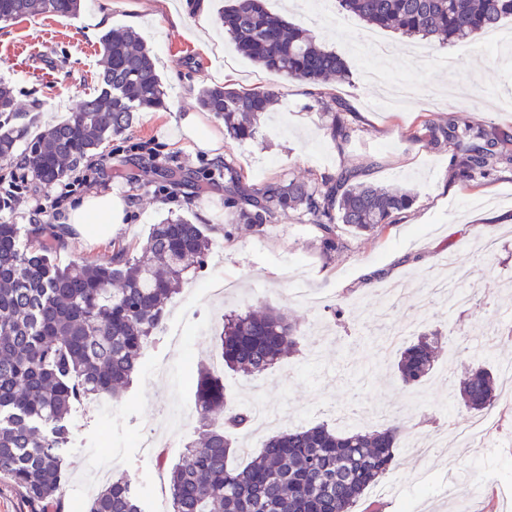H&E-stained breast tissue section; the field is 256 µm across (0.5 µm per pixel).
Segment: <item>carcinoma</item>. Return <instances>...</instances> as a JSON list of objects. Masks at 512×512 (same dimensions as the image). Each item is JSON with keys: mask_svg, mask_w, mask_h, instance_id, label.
I'll return each mask as SVG.
<instances>
[{"mask_svg": "<svg viewBox=\"0 0 512 512\" xmlns=\"http://www.w3.org/2000/svg\"><path fill=\"white\" fill-rule=\"evenodd\" d=\"M364 23L394 28L408 38L469 42L512 17V0H338ZM80 0H0V23L35 13L70 18ZM238 50L263 68L300 83L347 73L346 62L307 30L269 12L264 0H230L219 14ZM104 69L97 93L82 99L71 118L30 139L12 125V87L0 82V159L26 141L23 160L46 187L114 135L127 129L138 108L163 105L161 78L149 50L127 29L102 38ZM268 89L204 86L198 103L224 119L239 139H251L267 112ZM328 130L335 140L354 134L338 106ZM416 136L435 148L458 147L455 176L474 184L502 164H512V135L463 124L453 115L423 121ZM364 171L341 168L320 178L254 185L224 162V209L238 224H272L301 212L316 224L325 251L342 247L344 224L358 234L382 232L415 202L410 192L363 180ZM20 243L16 224L0 223V475L25 490L37 507L64 512L61 489L67 466L61 448L69 441L68 418L85 399H119L138 373L144 350L165 318L178 285L203 265L208 240L200 225L184 218L151 225L139 254L112 249L102 263H56L65 247L60 226L33 224ZM224 367L258 376L282 362L299 344L297 324L269 307H250L224 320L219 336ZM441 337L422 333L396 362L407 391L432 372ZM490 354L467 355L471 367L459 382L462 406L495 407L497 375ZM198 439L185 445L179 463L165 473L172 512H353L365 492L394 467L404 427L391 413L372 431L329 427L279 432L243 467L231 462L233 443L225 428L245 429L250 414L229 401L224 380L201 368L196 377ZM88 512H142L130 480L111 481L91 500Z\"/></svg>", "mask_w": 512, "mask_h": 512, "instance_id": "obj_1", "label": "carcinoma"}]
</instances>
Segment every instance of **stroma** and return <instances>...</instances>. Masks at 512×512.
Instances as JSON below:
<instances>
[{
	"instance_id": "obj_1",
	"label": "stroma",
	"mask_w": 512,
	"mask_h": 512,
	"mask_svg": "<svg viewBox=\"0 0 512 512\" xmlns=\"http://www.w3.org/2000/svg\"><path fill=\"white\" fill-rule=\"evenodd\" d=\"M143 2L82 0L76 17L32 15L0 28V80L12 86L28 134L69 118L78 100L93 93L103 68L101 40L115 28L137 29L156 59L165 90L163 107L134 112L129 127L96 152L104 165L93 176L95 185L125 200L128 223L113 226L111 236L97 242L68 238L56 262L106 261L113 246H139L151 225L179 216L202 225L211 242L205 267L173 296L165 323L122 398L108 410L93 401L73 407L71 439L63 450L66 501L84 504L93 497L81 481L93 458L126 475L145 512H156L157 472L172 468L184 443L197 436L196 371L218 361L215 338L233 309L276 308L295 319L301 334L298 353L283 368L253 379L224 374L235 404L257 398L277 417L274 427L233 435L239 461L256 455L273 432L328 422L324 407L343 408L356 391L363 401L359 426L364 430L377 428L378 411L389 407L408 413L409 441L470 419L448 387L468 366L463 353L443 344L431 376L404 394L393 380L398 352L378 358L375 347L360 339L384 332L387 320H407L423 293V275L445 278L453 265L473 266L478 270L473 305L449 313L431 304L421 328L463 344L483 335L494 342L492 369L512 363L506 337L512 326V167L468 185L454 176L455 146L435 149L413 138L425 116L451 112L465 124L512 133V20L504 21L506 38L497 48H488L481 37L467 43L435 41L417 64L410 54L414 41L394 31L379 33L393 55L381 58L362 49L368 27L355 18L348 29L338 28L336 0H326L317 16L305 12L301 0H265L271 13L309 29L346 60L345 78L312 85L269 72L241 55L218 20L224 0L208 4L209 49L166 15L152 29L138 28ZM224 83L275 90L255 139L225 135L220 153L206 156L187 143L170 147L172 120L198 111L201 87ZM328 103L351 113L355 133L349 141L330 136ZM146 140L154 141L153 154L131 151V144ZM226 161L241 167L252 184L365 168L371 181L411 191L415 202L381 234L341 230L343 248L327 253L316 226L296 212L272 224L235 223L224 208L223 178L198 180L203 163ZM169 187L177 201L164 200L162 191ZM487 240L497 243L489 254L481 249ZM221 277L236 281V289L202 302L194 318L181 319L194 289ZM497 407L504 413L503 437L469 447L452 438L446 453L425 460L406 453L388 480L397 495L367 490L354 512H512V396L500 395ZM178 408L184 426L173 446L159 453L140 447L153 421ZM451 481L461 491L453 502L442 493Z\"/></svg>"
}]
</instances>
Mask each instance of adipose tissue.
Returning a JSON list of instances; mask_svg holds the SVG:
<instances>
[{
	"instance_id": "adipose-tissue-1",
	"label": "adipose tissue",
	"mask_w": 512,
	"mask_h": 512,
	"mask_svg": "<svg viewBox=\"0 0 512 512\" xmlns=\"http://www.w3.org/2000/svg\"><path fill=\"white\" fill-rule=\"evenodd\" d=\"M126 205L121 197L108 190H94L71 199L68 222L85 237L95 239L113 225L123 223Z\"/></svg>"
}]
</instances>
